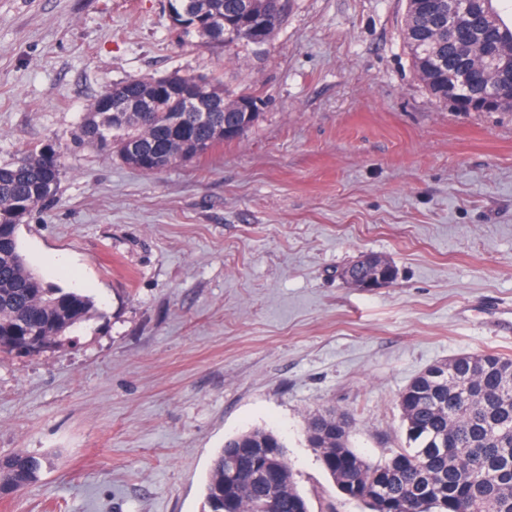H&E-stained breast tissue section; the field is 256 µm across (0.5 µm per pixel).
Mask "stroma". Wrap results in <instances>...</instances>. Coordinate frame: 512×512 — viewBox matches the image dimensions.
Masks as SVG:
<instances>
[{
    "instance_id": "obj_1",
    "label": "stroma",
    "mask_w": 512,
    "mask_h": 512,
    "mask_svg": "<svg viewBox=\"0 0 512 512\" xmlns=\"http://www.w3.org/2000/svg\"><path fill=\"white\" fill-rule=\"evenodd\" d=\"M406 0H288L261 51L180 41L165 0H0V165L53 145L63 174L17 236L100 318L0 357V456L48 458L0 512H207L226 438L286 445L311 512H364L305 436L352 420L378 461L405 446L399 396L461 354L512 355V112L436 102L404 46ZM216 75L256 93L240 139L148 174L79 139L134 76ZM365 254L395 279L339 272ZM64 255L67 267L54 259Z\"/></svg>"
}]
</instances>
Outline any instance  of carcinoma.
<instances>
[{"mask_svg": "<svg viewBox=\"0 0 512 512\" xmlns=\"http://www.w3.org/2000/svg\"><path fill=\"white\" fill-rule=\"evenodd\" d=\"M240 0H180L190 12L206 10L233 23L216 35L187 32L208 44L255 46L247 28L269 42L283 21L285 0H257L248 22L237 20ZM443 0H407L415 23L404 28V42L415 71L440 103L458 112H505L496 93L507 75L491 69L512 59V23L504 21L493 0H463L456 17L443 14L431 23V11ZM458 35L448 37V25ZM457 59L479 73L471 82L448 70ZM120 100H140L149 110L123 112L112 126V113L88 112L82 137L145 173H156L197 157L233 138L238 97L202 121L182 113L174 124L166 111L167 90L153 77H131L106 90ZM142 152L143 159L127 156ZM63 172L59 152L32 149L13 165L0 166V355L32 336L56 344L91 320L93 298L46 283L22 255L17 230L39 203L53 196ZM443 365L447 375H417L400 396L406 446L372 462L349 446L350 419L336 410L316 411L306 421V440L319 456L339 492L369 512H512V357L494 351L463 354ZM43 459L15 454L0 458V495L20 494L39 480ZM208 512H310L288 463L285 445L272 430L254 428L224 441L204 483Z\"/></svg>", "mask_w": 512, "mask_h": 512, "instance_id": "1", "label": "carcinoma"}]
</instances>
